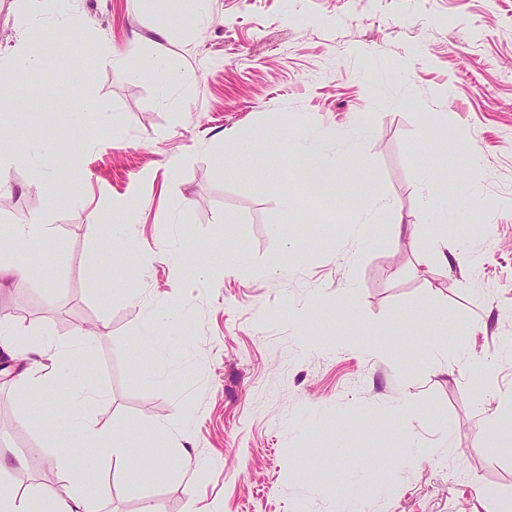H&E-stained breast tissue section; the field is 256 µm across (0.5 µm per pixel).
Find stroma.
<instances>
[{
    "label": "stroma",
    "mask_w": 512,
    "mask_h": 512,
    "mask_svg": "<svg viewBox=\"0 0 512 512\" xmlns=\"http://www.w3.org/2000/svg\"><path fill=\"white\" fill-rule=\"evenodd\" d=\"M53 38L92 77L53 65L50 94L82 114L78 179L11 168L0 226L42 207L35 267L0 288L20 327L67 345L103 392L82 412L149 438L157 422L203 468L136 480L95 474L100 512H498L512 501V0H0V59ZM146 41L169 75L113 69ZM23 150L74 132L37 119ZM355 156L381 198L338 213L306 191L295 152ZM462 208L440 251L432 202ZM297 203L286 213L285 200ZM131 204L137 243L110 251L96 217ZM408 229L395 235L393 225ZM127 264L121 281L94 266ZM281 266L273 278L266 271ZM155 324L161 357L141 369ZM92 331L85 340L84 331ZM501 362L507 403L485 404L455 360L460 331ZM451 354L447 371L434 363ZM44 417L0 389V463L11 484L58 492ZM21 457L35 468H18Z\"/></svg>",
    "instance_id": "obj_1"
}]
</instances>
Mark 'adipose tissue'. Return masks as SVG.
<instances>
[{"instance_id":"1","label":"adipose tissue","mask_w":512,"mask_h":512,"mask_svg":"<svg viewBox=\"0 0 512 512\" xmlns=\"http://www.w3.org/2000/svg\"><path fill=\"white\" fill-rule=\"evenodd\" d=\"M46 68L45 59L31 44L19 49L10 63L0 66V116L6 117L10 126H29L33 117L41 113L50 114L61 124H77L76 106L46 94L40 84L32 82V75L45 72ZM298 162L302 176L320 187L324 199H354L365 193L368 178L353 157L333 159L323 152L307 149L299 154ZM0 350L22 355L28 363L14 377L13 386L48 388L64 379L71 382L68 402L72 413L68 428L46 430L45 447L63 446L74 437L81 447L98 449L99 466H106L115 458L126 459L129 477H138L146 470L158 475L167 470L169 455L147 461L137 456L136 450L141 445L138 434L107 431L79 413V406L95 399L98 392L84 383L80 375L72 373L65 353L49 351L42 341L23 335L5 318L0 319ZM55 467L60 490L45 495L17 491L8 480V468L0 465V512H99L97 486L88 480L84 468L67 457L56 459Z\"/></svg>"}]
</instances>
